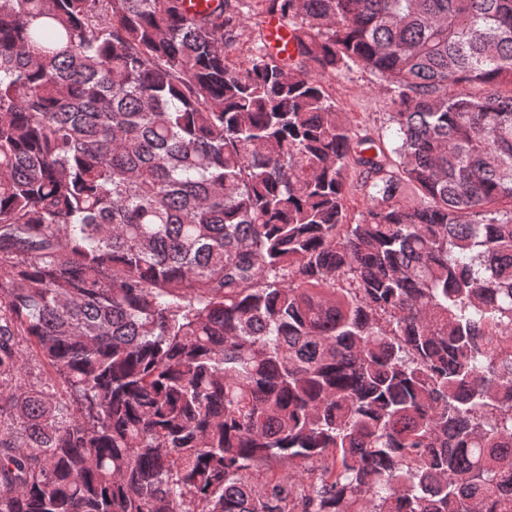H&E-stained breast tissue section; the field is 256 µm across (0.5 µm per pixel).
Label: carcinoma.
<instances>
[{"mask_svg":"<svg viewBox=\"0 0 512 512\" xmlns=\"http://www.w3.org/2000/svg\"><path fill=\"white\" fill-rule=\"evenodd\" d=\"M509 341L512 0H0V512H512ZM265 33L268 36V41L272 46L277 47L288 53L292 49V43L290 42L291 36L288 31L282 27L277 16H270L266 19ZM387 83L380 81L368 70L354 67L352 71L336 76L328 83V92L342 112L377 134L385 131V142L392 144L393 139L387 127L390 109V94ZM351 174L352 177L350 178V182L353 184L347 195L346 209L348 219L353 221L357 219L359 217V213L365 209L367 197L365 191L361 187L360 179L358 178L357 180V174L355 175L353 172Z\"/></svg>","mask_w":512,"mask_h":512,"instance_id":"obj_1","label":"carcinoma"}]
</instances>
